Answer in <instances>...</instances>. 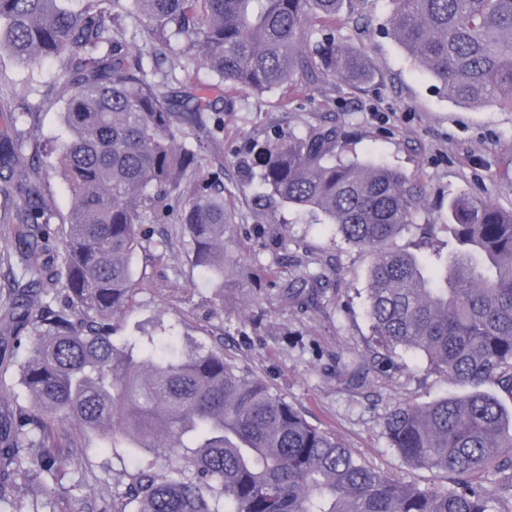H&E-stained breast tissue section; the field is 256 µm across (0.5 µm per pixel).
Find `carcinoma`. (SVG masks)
Listing matches in <instances>:
<instances>
[{
    "mask_svg": "<svg viewBox=\"0 0 512 512\" xmlns=\"http://www.w3.org/2000/svg\"><path fill=\"white\" fill-rule=\"evenodd\" d=\"M66 2L0 0V51L30 67L45 57L71 67L70 94L43 91L44 104H61L69 132L57 153L71 204L50 261L55 213L39 173L21 161L27 149L47 158L54 149L23 135L0 150L12 170L0 194L23 199L0 214L1 224L19 225L7 259L35 284L0 303V331L28 328L31 344L19 369L31 405L0 421V503L37 469L84 464L42 452L63 419L115 457L154 456L124 474L121 508L99 512H502L488 481L512 484V412L483 387L512 395V211L463 194L449 201L448 223L423 222V183L343 155L334 127L256 144L245 168L269 201L320 215L370 251L366 313L376 346L420 355L427 372L466 388L395 405L384 422L402 458L444 472L448 484L400 485L368 467L221 347L182 350L164 327L113 339L112 318L136 289L145 225H183L194 267L222 300L235 223L220 182L195 177L224 118L189 93L175 111L144 56L165 59L186 36L207 69L256 95L304 77L359 83L365 62L334 36L345 0H81L77 11ZM391 6V35L451 97L512 108V0ZM128 18L145 19L138 52L125 38ZM308 31L324 37L311 44ZM410 232L442 239L426 252L391 246ZM59 291L67 303L53 310L43 299ZM325 294L290 287L284 300L312 308ZM40 496L31 512H58L64 489Z\"/></svg>",
    "mask_w": 512,
    "mask_h": 512,
    "instance_id": "1",
    "label": "carcinoma"
}]
</instances>
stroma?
I'll return each instance as SVG.
<instances>
[{
  "instance_id": "35a3bbf8",
  "label": "stroma",
  "mask_w": 512,
  "mask_h": 512,
  "mask_svg": "<svg viewBox=\"0 0 512 512\" xmlns=\"http://www.w3.org/2000/svg\"><path fill=\"white\" fill-rule=\"evenodd\" d=\"M390 12L389 0H354L336 28L338 43L364 55L369 80L306 81L295 93L280 88L258 97L216 84L201 62L182 56L185 40L176 41L177 52L162 61V69L188 68L224 111V134L208 144L201 173L221 178L224 199L236 213L224 244L231 286L223 302H215L180 225H146L134 300L114 318L113 334L123 340L161 322L176 335L223 346L226 357L335 433L366 465L396 482L426 486L445 483V474L408 464L391 448L384 418L395 404H425L458 394V387L427 373L421 357L405 353L393 363H376L366 377L345 375L343 363L373 348L365 312L370 256L327 225L288 223V210L267 203L258 181L248 180L242 169L254 143L281 132L301 135L314 125L333 126L360 161L421 180L427 190L424 211L436 223H445L448 201L459 193L512 210V110L449 98L388 34ZM68 79L63 60L30 68L0 54V142L17 138L12 114L25 107L36 114L29 137L61 145L59 110L42 106L41 93L48 86L65 91ZM315 274L328 283L320 307L300 310L283 301L284 288ZM53 433L58 451L74 450L91 464L63 478V512H96L132 470V461L89 443L69 423L55 424Z\"/></svg>"
}]
</instances>
